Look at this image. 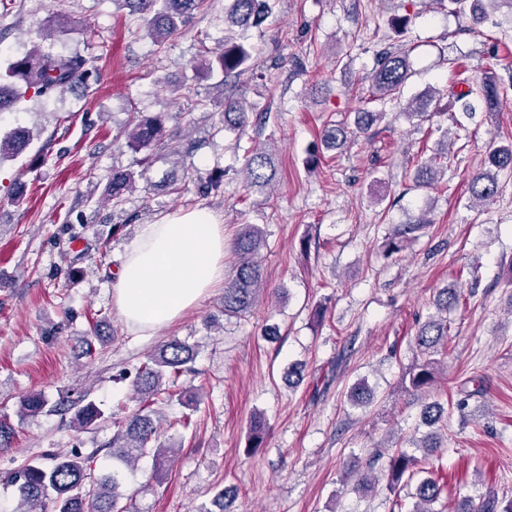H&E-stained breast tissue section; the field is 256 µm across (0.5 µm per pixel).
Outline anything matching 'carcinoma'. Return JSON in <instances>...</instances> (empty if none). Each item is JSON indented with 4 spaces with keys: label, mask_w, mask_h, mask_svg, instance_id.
Wrapping results in <instances>:
<instances>
[{
    "label": "carcinoma",
    "mask_w": 512,
    "mask_h": 512,
    "mask_svg": "<svg viewBox=\"0 0 512 512\" xmlns=\"http://www.w3.org/2000/svg\"><path fill=\"white\" fill-rule=\"evenodd\" d=\"M113 3L133 8L148 17L147 35L161 43L175 34L193 12L200 8L203 0H113ZM506 5L512 9V0H448L450 10L469 19L471 28L476 30L486 18V9ZM273 11L272 0H230L224 8V40L216 55L204 59L193 67L195 72L208 75L217 71L221 75L219 86L224 88V130L243 132L250 125L258 126L267 119L264 112H251L247 106L231 93L236 80L250 69L253 48L248 42L247 32L262 30ZM71 30L70 20L65 15H55L40 34V43L20 56L9 60L6 67H0V112L12 109L27 93L43 101L55 98L75 83L87 84L99 81L100 69L96 59L78 52H62L54 49L55 37ZM411 77L409 50L388 47L381 51L377 65L370 75L372 101L384 106L401 96ZM467 89L456 94V100L463 102V114L472 111L470 98L476 96L490 110L498 108L503 82L492 72L482 75L480 81H464ZM432 97L429 95L412 99L404 115L408 118L427 117ZM386 112L366 111L354 113L355 131L336 125L323 131L322 141L328 148L342 149L347 146L352 133L366 135L375 123L382 120ZM165 114L137 116L127 132L128 144L135 150L164 147L167 142ZM33 140L31 131L22 129L0 137V160L19 157ZM448 160V141L442 140L438 152L429 157L415 170L412 181L418 189L431 187L438 173ZM488 164L499 171L512 170V143L494 148L488 155ZM246 187L262 191L270 187L276 176L272 153L263 145L256 146L244 164ZM139 175L133 171L112 172V181L105 194L118 206L125 196L137 188ZM470 201L484 203L501 192L497 174L482 170L474 173L468 183ZM432 220L423 211L414 221L387 239L385 251L394 253L402 250L410 240V234ZM265 246V234L258 224H245L232 244L235 263L231 275L224 280V316L241 317L256 307L267 293L263 287L261 250ZM460 297L451 288L439 291L435 306L436 315L429 317L417 330L414 342L423 355V360L409 368L403 381L406 388L417 395H427L434 389L441 360L440 353H447L448 310L459 305ZM197 355V345L173 338L153 352L146 362L135 369L133 386L141 395L143 405L136 413L122 421L113 422L115 431L109 447L112 448V461L127 470L137 467L139 461L152 457L155 476L162 475L164 468L172 463L171 453L175 445L158 442L159 427L156 416L161 413L159 404L169 403L173 397L186 405L196 407L198 395H187L178 387V378L189 371V365ZM371 399L367 384L360 381L347 393V401L352 406L361 405ZM48 400L40 393L22 398L18 413L24 416L42 412ZM54 411H74V423L80 429H87L107 420L104 411L95 403L86 401V395L62 400L52 407ZM445 407L437 400L424 405L422 424L433 431L410 440L413 450L399 447L390 457L387 486L394 491L404 486H414L410 497L414 499L410 512H434L430 508L443 492V486L431 476L420 478L411 484L415 475L425 472V459L416 456L420 450L429 456L443 448L440 429L436 425L443 422ZM266 434V421L260 413L253 415L246 448L251 452L262 446ZM90 458L75 448L66 455H56L52 464L31 459L11 470L7 482L16 489L19 506L14 512H39L45 499L52 496L56 512H127L120 505L124 499V474L114 469L107 476L95 479L88 466ZM460 512H512V501L501 506L498 497L488 495L479 505L471 509L467 506Z\"/></svg>",
    "instance_id": "carcinoma-1"
}]
</instances>
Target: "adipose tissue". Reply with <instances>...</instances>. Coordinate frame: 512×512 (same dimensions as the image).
Masks as SVG:
<instances>
[{"instance_id": "adipose-tissue-1", "label": "adipose tissue", "mask_w": 512, "mask_h": 512, "mask_svg": "<svg viewBox=\"0 0 512 512\" xmlns=\"http://www.w3.org/2000/svg\"><path fill=\"white\" fill-rule=\"evenodd\" d=\"M228 249L223 225L204 209L141 225L113 286L120 316L137 331L171 323L223 283Z\"/></svg>"}]
</instances>
